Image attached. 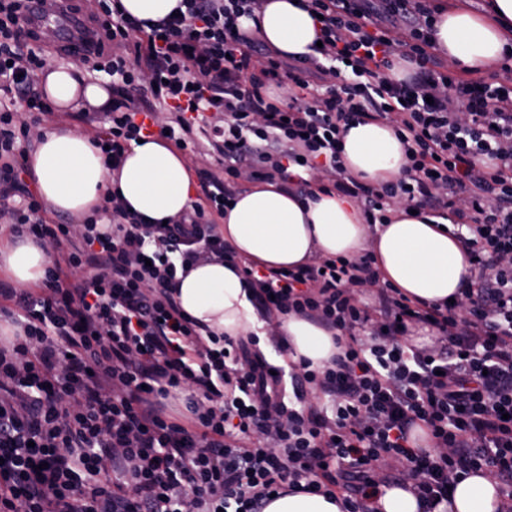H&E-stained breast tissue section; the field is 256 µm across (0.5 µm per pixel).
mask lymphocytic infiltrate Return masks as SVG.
<instances>
[{
	"label": "lymphocytic infiltrate",
	"mask_w": 512,
	"mask_h": 512,
	"mask_svg": "<svg viewBox=\"0 0 512 512\" xmlns=\"http://www.w3.org/2000/svg\"><path fill=\"white\" fill-rule=\"evenodd\" d=\"M262 4L183 0L145 31L100 0L79 57L112 79L92 136L106 168L153 134L220 168L200 169L203 203L168 224L144 223L114 194L108 222L55 224L24 180L30 132L53 118L47 59L22 0H0V217L57 252L42 287L0 282V314L17 328L0 344V512H262L302 484L341 497L344 512H374L390 485L436 512L477 471L512 503V62L486 80L442 69L433 0H306L320 57L285 67L238 29ZM402 61L413 73L390 79ZM378 121L407 163L372 185L346 174L341 144L352 123ZM245 172L333 187L370 224L398 207L452 218L473 265L461 298L411 301L369 252L245 268L271 329L294 313L342 348L273 374L255 333L215 335L175 297L178 268L232 258L215 218ZM413 325L434 331L432 346L406 342ZM178 396L188 420L164 412ZM419 424L431 449L409 444Z\"/></svg>",
	"instance_id": "obj_1"
}]
</instances>
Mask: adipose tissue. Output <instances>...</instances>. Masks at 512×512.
<instances>
[{
	"label": "adipose tissue",
	"instance_id": "adipose-tissue-1",
	"mask_svg": "<svg viewBox=\"0 0 512 512\" xmlns=\"http://www.w3.org/2000/svg\"><path fill=\"white\" fill-rule=\"evenodd\" d=\"M239 27L286 58L312 54L320 34L298 0H264L255 17L240 18ZM430 40L454 71H486L512 53V0H486L477 13L441 6ZM42 90L58 112L82 100L96 108L110 102L109 89L87 81L72 64L50 68ZM341 157L348 174L370 182L396 179L406 163L403 142L383 122L352 124ZM29 172L52 210L74 215L115 192L144 223L159 224L189 210L195 196L185 159L157 137L132 143L120 170L112 172L89 136L72 129L47 132L30 155ZM222 230L233 260L191 267L178 286V301L198 324L233 339L262 325L242 273L248 263L269 271L309 263L318 254L351 259L370 251L382 281L431 305L457 298L471 275L469 255L433 218L397 210L389 223L371 226L355 199L333 190L302 195L277 182L253 184L225 208ZM48 262L47 250L36 243L0 240V268L17 285L41 284ZM281 330L290 361L306 358L320 367L340 351L333 332L304 317L286 316ZM503 501L496 481L476 472L458 482L446 510L498 512Z\"/></svg>",
	"mask_w": 512,
	"mask_h": 512
}]
</instances>
